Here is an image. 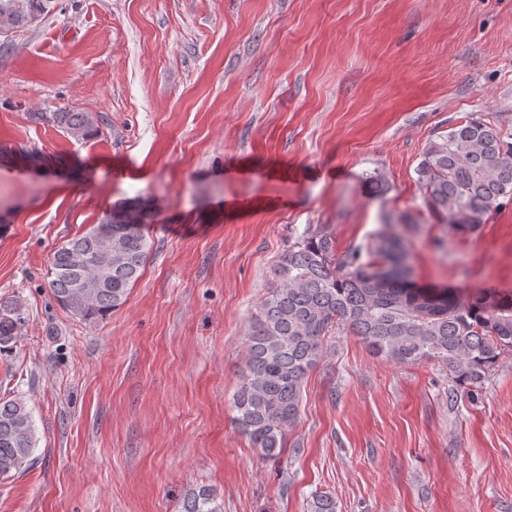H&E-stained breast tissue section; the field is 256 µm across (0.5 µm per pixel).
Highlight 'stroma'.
Returning <instances> with one entry per match:
<instances>
[{
  "mask_svg": "<svg viewBox=\"0 0 512 512\" xmlns=\"http://www.w3.org/2000/svg\"><path fill=\"white\" fill-rule=\"evenodd\" d=\"M88 112L97 135L53 122ZM512 132V0H57L0 49V298L28 326L0 356L35 462L0 512H512V356L475 392L434 361L329 336L298 423L265 460L233 423L257 306L306 228L337 251L405 214L417 287L512 295V204L452 237L423 205L427 143L468 115ZM389 187L376 198L367 182ZM145 204L125 304L54 303L53 253ZM182 509L181 512H224V503L215 489L200 486L186 491Z\"/></svg>",
  "mask_w": 512,
  "mask_h": 512,
  "instance_id": "1",
  "label": "stroma"
}]
</instances>
